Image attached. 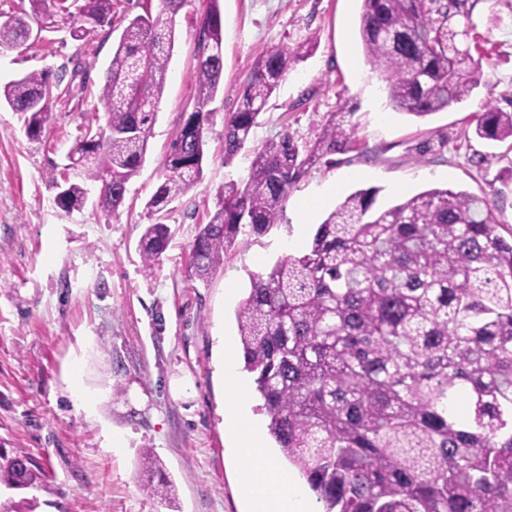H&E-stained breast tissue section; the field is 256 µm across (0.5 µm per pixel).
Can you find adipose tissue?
<instances>
[{
  "label": "adipose tissue",
  "mask_w": 512,
  "mask_h": 512,
  "mask_svg": "<svg viewBox=\"0 0 512 512\" xmlns=\"http://www.w3.org/2000/svg\"><path fill=\"white\" fill-rule=\"evenodd\" d=\"M230 412L238 431L236 453L253 512H312L301 482L292 473L272 466L258 470L263 457L261 435L243 397L231 402Z\"/></svg>",
  "instance_id": "ef3b65f1"
}]
</instances>
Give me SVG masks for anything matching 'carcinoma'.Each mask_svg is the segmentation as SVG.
<instances>
[{
    "label": "carcinoma",
    "instance_id": "1",
    "mask_svg": "<svg viewBox=\"0 0 512 512\" xmlns=\"http://www.w3.org/2000/svg\"><path fill=\"white\" fill-rule=\"evenodd\" d=\"M143 0L124 28L99 100L105 123L85 128L68 153L98 187L106 215L123 204L144 162L186 0ZM359 36L385 76L392 109L417 118L466 101L478 82L465 47L473 29L468 0H361ZM30 11L0 23V48L26 41L33 23L81 40L84 17L112 21V0H29ZM206 41L223 42L219 0L200 15ZM300 52L261 54L236 110L224 118V163L250 143L269 98ZM224 69L218 55L197 63L191 115L165 160L163 181L145 204L138 251L146 270L171 237L163 213L203 175L205 132ZM43 71L0 88V103L24 116L36 140L56 99ZM478 137L512 138V111L486 100ZM355 126L331 115L300 146L287 134L255 151L248 178L232 183L199 227L190 271L203 279L224 261L243 228L263 236L280 223L290 189L317 164L336 162ZM56 205L81 209L87 189L65 175ZM378 189H360L328 214L303 254L255 274L237 311L244 370L254 382L267 431L305 479L322 512H512V227L503 236L484 197L429 189L374 208ZM467 395L465 419L453 411ZM26 456H0V483L23 489L42 479ZM151 495L160 460L141 452Z\"/></svg>",
    "mask_w": 512,
    "mask_h": 512
}]
</instances>
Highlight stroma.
<instances>
[{
	"label": "stroma",
	"instance_id": "1",
	"mask_svg": "<svg viewBox=\"0 0 512 512\" xmlns=\"http://www.w3.org/2000/svg\"><path fill=\"white\" fill-rule=\"evenodd\" d=\"M479 81L460 105L425 118L394 111L383 75L358 37L361 0H220L224 70L206 132L202 179L164 218L171 242L153 273L138 243L145 203L193 109L194 34L206 0H187L144 163L122 206L67 213L54 177L87 184L67 154L89 121L104 124L99 95L106 68L142 0H112V21L74 40L45 32L0 49V84L46 70L70 86L40 140L0 105V453H22L45 476L22 490L0 486L11 512H251L241 490L224 376L223 340L238 343L235 310L252 275L303 253L315 230L352 192L375 187L388 207L433 188L493 201L497 223L512 225V139L486 141L474 114L486 99L512 109V0H471ZM307 48L258 119L252 145L224 159V118L235 111L257 57L272 48ZM351 112L355 142L336 167H313L293 187L284 216L267 235L240 233L207 281L189 275L190 250L230 182L246 179L254 147L281 133L315 141L334 112ZM445 138L424 156L416 146ZM313 217L301 219L304 206ZM88 401L79 406L74 391ZM152 449L173 483L172 498L140 488V452Z\"/></svg>",
	"mask_w": 512,
	"mask_h": 512
}]
</instances>
